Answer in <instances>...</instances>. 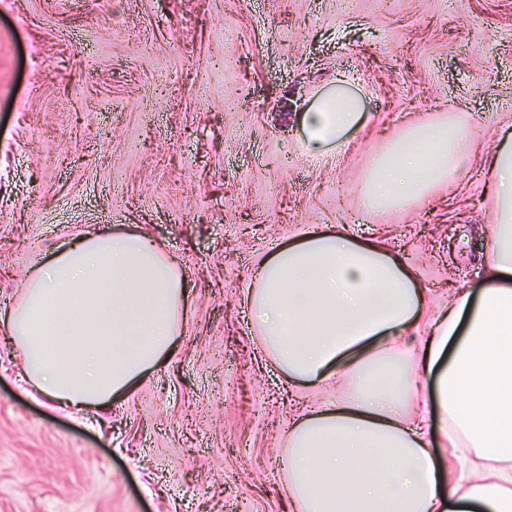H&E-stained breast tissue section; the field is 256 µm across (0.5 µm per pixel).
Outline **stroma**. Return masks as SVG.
Listing matches in <instances>:
<instances>
[{"label":"stroma","instance_id":"obj_1","mask_svg":"<svg viewBox=\"0 0 512 512\" xmlns=\"http://www.w3.org/2000/svg\"><path fill=\"white\" fill-rule=\"evenodd\" d=\"M348 80L364 118L310 159L300 116ZM468 125L453 186L366 210L411 124ZM512 131V0H0V309L78 233L142 232L186 323L112 408L51 409L0 332V512H285V432L343 391L288 383L250 325L259 261L302 230L387 245L426 314L485 272L489 159Z\"/></svg>","mask_w":512,"mask_h":512}]
</instances>
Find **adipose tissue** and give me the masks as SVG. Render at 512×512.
<instances>
[{
  "label": "adipose tissue",
  "instance_id": "1",
  "mask_svg": "<svg viewBox=\"0 0 512 512\" xmlns=\"http://www.w3.org/2000/svg\"><path fill=\"white\" fill-rule=\"evenodd\" d=\"M363 117L344 88L302 113L307 154L343 148ZM466 125L408 127L374 160L368 209L406 206L458 181ZM494 222L485 275L424 319L429 293L375 240L314 231L262 259L249 296L262 344L289 380L349 392L292 422L288 512H512V138L490 163ZM182 277L147 237L87 234L31 277L0 313L26 381L70 409L107 407L173 352ZM424 330L407 359L400 340ZM474 455L446 478L435 437Z\"/></svg>",
  "mask_w": 512,
  "mask_h": 512
}]
</instances>
